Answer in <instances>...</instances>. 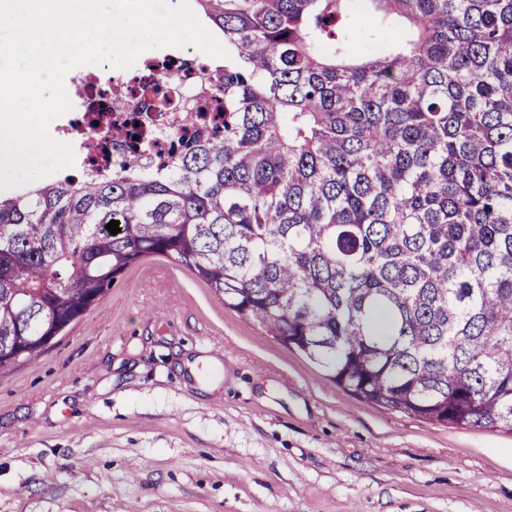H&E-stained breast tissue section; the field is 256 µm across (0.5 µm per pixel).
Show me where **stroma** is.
Wrapping results in <instances>:
<instances>
[{"label":"stroma","instance_id":"stroma-1","mask_svg":"<svg viewBox=\"0 0 512 512\" xmlns=\"http://www.w3.org/2000/svg\"><path fill=\"white\" fill-rule=\"evenodd\" d=\"M0 512H512V435L359 400L153 255L0 371Z\"/></svg>","mask_w":512,"mask_h":512}]
</instances>
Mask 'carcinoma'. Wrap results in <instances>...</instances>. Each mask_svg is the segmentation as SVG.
Listing matches in <instances>:
<instances>
[{
  "label": "carcinoma",
  "mask_w": 512,
  "mask_h": 512,
  "mask_svg": "<svg viewBox=\"0 0 512 512\" xmlns=\"http://www.w3.org/2000/svg\"><path fill=\"white\" fill-rule=\"evenodd\" d=\"M194 2L222 125L0 196V371L162 255L362 401L512 434V0Z\"/></svg>",
  "instance_id": "1"
}]
</instances>
